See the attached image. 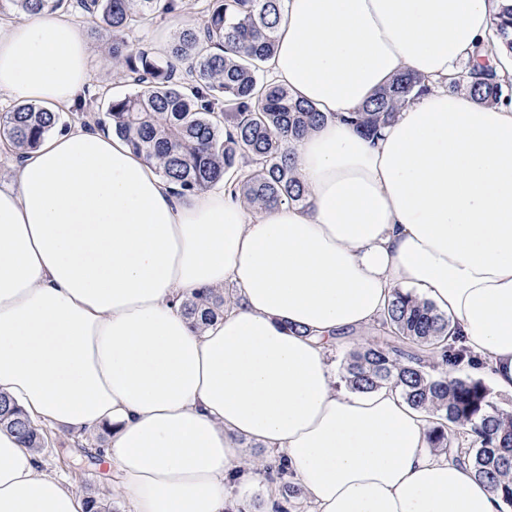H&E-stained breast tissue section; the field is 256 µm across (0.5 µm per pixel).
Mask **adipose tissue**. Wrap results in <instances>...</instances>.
Returning a JSON list of instances; mask_svg holds the SVG:
<instances>
[{"label": "adipose tissue", "mask_w": 512, "mask_h": 512, "mask_svg": "<svg viewBox=\"0 0 512 512\" xmlns=\"http://www.w3.org/2000/svg\"><path fill=\"white\" fill-rule=\"evenodd\" d=\"M499 0H283L270 78L326 119L296 146L307 205L186 195L121 137L72 124L0 180V393L32 419L107 434L129 512H228L275 452L310 512H512L432 452L431 418L385 383L341 388L329 344H365L418 292L512 396V107L448 90ZM63 12L0 18V96L51 110L89 89ZM430 84L374 141L340 121L392 79ZM232 284L196 330L186 296ZM0 429V512H86Z\"/></svg>", "instance_id": "ef3b65f1"}]
</instances>
